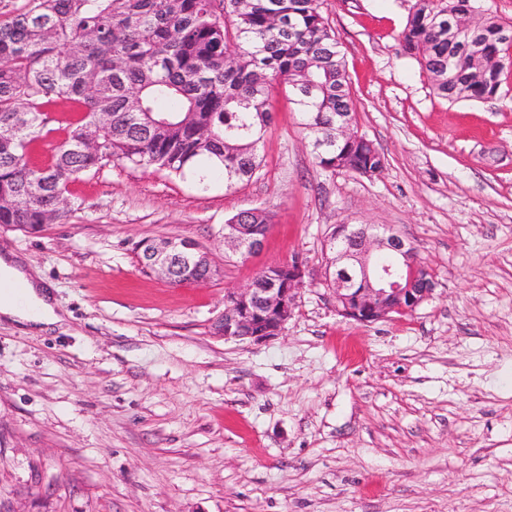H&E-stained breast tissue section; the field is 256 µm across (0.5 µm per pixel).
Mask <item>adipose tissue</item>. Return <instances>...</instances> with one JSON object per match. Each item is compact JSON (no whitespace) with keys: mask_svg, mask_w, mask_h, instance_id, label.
I'll return each instance as SVG.
<instances>
[{"mask_svg":"<svg viewBox=\"0 0 512 512\" xmlns=\"http://www.w3.org/2000/svg\"><path fill=\"white\" fill-rule=\"evenodd\" d=\"M1 318L38 332L64 323L50 290L34 275L27 260L16 253L0 255Z\"/></svg>","mask_w":512,"mask_h":512,"instance_id":"ef3b65f1","label":"adipose tissue"}]
</instances>
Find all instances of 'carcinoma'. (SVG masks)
Here are the masks:
<instances>
[{
    "instance_id": "cac0c4a2",
    "label": "carcinoma",
    "mask_w": 512,
    "mask_h": 512,
    "mask_svg": "<svg viewBox=\"0 0 512 512\" xmlns=\"http://www.w3.org/2000/svg\"><path fill=\"white\" fill-rule=\"evenodd\" d=\"M0 22V225L35 231L67 219L69 185L115 163L229 191L259 170L275 88L291 94L316 163L382 170L376 147L336 141L354 125L346 61L320 0H33ZM451 102L501 92L512 24L478 0H415L400 34ZM78 107L46 164L31 160L46 108ZM266 228L264 209L230 224ZM213 276L185 265L176 283Z\"/></svg>"
}]
</instances>
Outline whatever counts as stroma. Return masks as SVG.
Returning a JSON list of instances; mask_svg holds the SVG:
<instances>
[{"mask_svg":"<svg viewBox=\"0 0 512 512\" xmlns=\"http://www.w3.org/2000/svg\"><path fill=\"white\" fill-rule=\"evenodd\" d=\"M373 177L319 166L273 94L256 175L227 191L130 164L71 185L66 222L0 226L67 314L0 323V512H512V68L449 102L399 44L414 0H320ZM270 211L261 254L224 248ZM339 224L394 226L434 275L409 315L361 324L322 282ZM189 238L218 273H143L144 239ZM302 257L293 317L263 342L214 331L224 291ZM246 221L243 223L240 217L242 213H238L228 220L224 226V246L234 253H238L244 257H253L260 253L264 247L266 237V227L271 222V216L265 209H250ZM251 224H255L257 228L266 230L263 235H257L253 231Z\"/></svg>","mask_w":512,"mask_h":512,"instance_id":"1","label":"stroma"}]
</instances>
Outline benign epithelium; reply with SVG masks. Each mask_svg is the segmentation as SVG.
<instances>
[{
    "label": "benign epithelium",
    "mask_w": 512,
    "mask_h": 512,
    "mask_svg": "<svg viewBox=\"0 0 512 512\" xmlns=\"http://www.w3.org/2000/svg\"><path fill=\"white\" fill-rule=\"evenodd\" d=\"M265 236L257 235L249 224L224 225V246L244 257H253L264 247ZM325 248L334 257L323 273L326 286L336 298V311L346 319L368 324L396 313L407 315L430 298L434 286L414 287L415 280L403 282L400 269L421 268L414 247L391 227L372 224H340ZM146 270L170 275L178 264L191 258H210L207 250L194 242L178 249L175 239L144 240L138 247ZM267 283L256 281L245 288L227 289L224 294V340H265L278 335L292 317L298 291L309 274L305 263L294 258L264 268Z\"/></svg>",
    "instance_id": "benign-epithelium-1"
}]
</instances>
